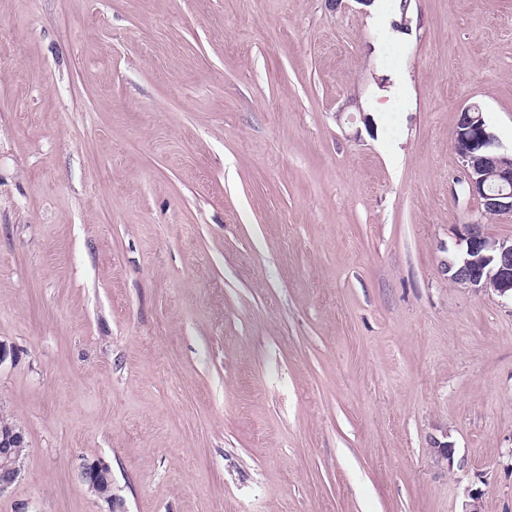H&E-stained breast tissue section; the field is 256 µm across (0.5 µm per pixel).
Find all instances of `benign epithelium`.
Wrapping results in <instances>:
<instances>
[{
	"mask_svg": "<svg viewBox=\"0 0 512 512\" xmlns=\"http://www.w3.org/2000/svg\"><path fill=\"white\" fill-rule=\"evenodd\" d=\"M461 163V184L483 212L512 219V150L503 148L476 104L462 108L453 132ZM448 279L477 290L512 298V238L488 236L481 224H464L457 250L448 254ZM25 437L18 426L0 435V495L21 473L18 448ZM82 481L97 498L112 503V475L99 462L82 467Z\"/></svg>",
	"mask_w": 512,
	"mask_h": 512,
	"instance_id": "1",
	"label": "benign epithelium"
}]
</instances>
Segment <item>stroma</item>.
I'll return each instance as SVG.
<instances>
[{
  "instance_id": "obj_1",
  "label": "stroma",
  "mask_w": 512,
  "mask_h": 512,
  "mask_svg": "<svg viewBox=\"0 0 512 512\" xmlns=\"http://www.w3.org/2000/svg\"><path fill=\"white\" fill-rule=\"evenodd\" d=\"M377 8L0 0V512H512V300L445 269L512 237L452 142L512 147V0ZM23 431L13 426L8 432L2 434L0 439V495L11 488L21 473L20 454L26 449ZM24 445V448L22 446ZM15 448H20V454ZM82 481L97 498L112 502V475L100 462H88L82 467Z\"/></svg>"
}]
</instances>
